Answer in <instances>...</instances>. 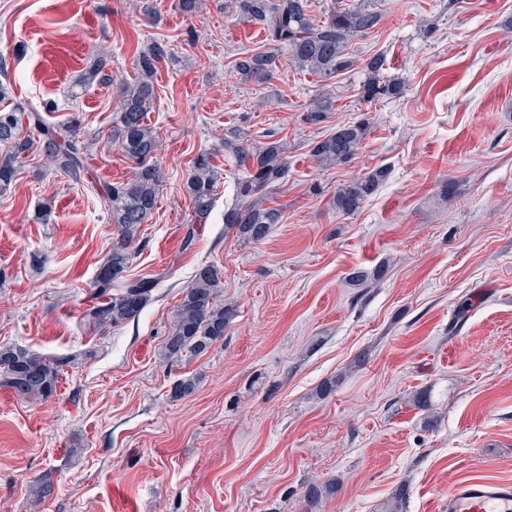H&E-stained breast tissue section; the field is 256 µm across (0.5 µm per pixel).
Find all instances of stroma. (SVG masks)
<instances>
[{
  "label": "stroma",
  "mask_w": 512,
  "mask_h": 512,
  "mask_svg": "<svg viewBox=\"0 0 512 512\" xmlns=\"http://www.w3.org/2000/svg\"><path fill=\"white\" fill-rule=\"evenodd\" d=\"M344 3L381 16L349 43V71L320 78L281 58L257 84L232 65L264 35L227 0L190 14L179 0H0L14 102L53 124L79 116L97 178L33 153L0 192V344L70 360L48 400L0 385V512H386L403 483V512H445L461 478L512 480V0ZM154 38L172 45L147 114L163 181L128 275L159 282L138 319L98 330L92 281L115 226L96 184L134 165L112 138L114 88L79 78L104 53L115 81L134 80ZM376 54L401 95L364 99ZM327 91L334 111L307 123ZM360 119L349 163L315 160L316 141ZM238 129L288 145L266 199L281 219L261 242L224 230L245 173L224 144ZM201 152L217 178L200 224L185 184ZM378 170L363 208L339 212L338 188ZM203 264L223 271L236 314L207 353L172 362L163 341ZM185 377L196 392L174 399ZM42 478L54 491L38 504ZM324 481L335 495L308 510Z\"/></svg>",
  "instance_id": "stroma-1"
}]
</instances>
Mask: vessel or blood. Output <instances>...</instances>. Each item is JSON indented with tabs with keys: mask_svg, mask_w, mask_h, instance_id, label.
<instances>
[{
	"mask_svg": "<svg viewBox=\"0 0 512 512\" xmlns=\"http://www.w3.org/2000/svg\"><path fill=\"white\" fill-rule=\"evenodd\" d=\"M448 512H512V481L459 480L448 492Z\"/></svg>",
	"mask_w": 512,
	"mask_h": 512,
	"instance_id": "1",
	"label": "vessel or blood"
}]
</instances>
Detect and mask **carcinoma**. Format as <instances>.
Wrapping results in <instances>:
<instances>
[{
	"label": "carcinoma",
	"instance_id": "1",
	"mask_svg": "<svg viewBox=\"0 0 512 512\" xmlns=\"http://www.w3.org/2000/svg\"><path fill=\"white\" fill-rule=\"evenodd\" d=\"M233 8L245 20L260 26L269 49L242 53L234 60V70L241 80L265 83L275 72L278 54L287 56L293 66L322 77H331L354 66L347 52L349 42L368 34L380 22V14L367 7L342 8L327 21L310 18L309 0H233ZM171 55L168 41L158 38L138 53L139 76L117 89L119 124L114 137L125 156L135 164L131 179L102 184V195L108 203L112 223L118 237L104 261L109 273L95 276L93 288L105 301L94 306L88 316L96 326L114 327L136 318L151 299L158 279L130 278L126 275L136 255L142 224L148 221L158 202L163 179L156 162L160 138L146 121L153 105V77L158 64ZM384 58L373 56L365 61L368 79L362 86L368 100L402 92L399 83L383 80ZM111 58L96 54L89 58L87 79L100 84L111 82ZM327 96L312 100L306 121L318 125L332 111ZM37 132L32 137L23 125ZM364 122L336 126L311 148L322 164L340 166L349 162L367 136ZM0 191L12 183L17 164L28 154L37 152L61 173L82 182L89 175L86 167L87 143L71 120L62 125L46 122L42 113L15 103L0 110ZM247 162L245 176L235 182V201L224 207V230L243 239L258 242L266 239L273 225L279 223L277 209L264 205L266 191L288 176L287 146L270 140L256 147L238 146ZM215 167L208 153L197 155L187 182L195 214L206 217L214 205ZM379 175L353 180L336 191V209L346 215L358 212L377 188ZM224 272L213 264L198 269L185 289L164 340L166 356L179 361L182 357L202 355L224 337V330L235 316V309L221 299ZM62 362L51 361L24 347L0 345V377L17 397L27 401H43L54 394ZM336 493V484H311L305 492L309 505L315 506Z\"/></svg>",
	"mask_w": 512,
	"mask_h": 512
}]
</instances>
